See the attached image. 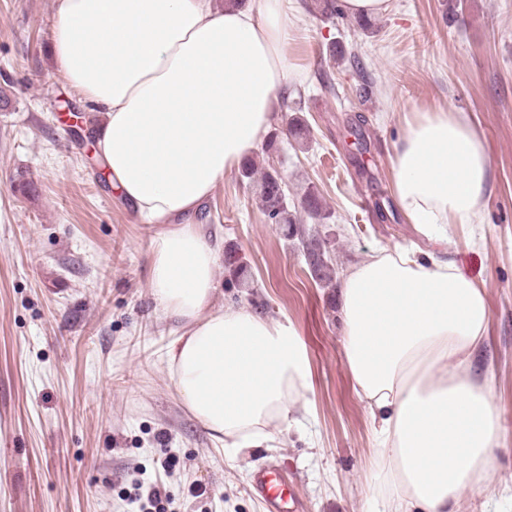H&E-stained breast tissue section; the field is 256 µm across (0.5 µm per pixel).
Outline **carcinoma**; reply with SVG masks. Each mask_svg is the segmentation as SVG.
Returning a JSON list of instances; mask_svg holds the SVG:
<instances>
[{"label": "carcinoma", "instance_id": "obj_1", "mask_svg": "<svg viewBox=\"0 0 512 512\" xmlns=\"http://www.w3.org/2000/svg\"><path fill=\"white\" fill-rule=\"evenodd\" d=\"M240 174L253 185L256 199L267 223L279 226L285 237L298 235L295 216L288 206L286 184L278 174L264 172L257 174V167L252 159L241 164ZM300 243L304 253L311 261L313 277L320 281L327 279V256L329 240L317 231L301 235Z\"/></svg>", "mask_w": 512, "mask_h": 512}]
</instances>
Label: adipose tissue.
I'll list each match as a JSON object with an SVG mask.
<instances>
[{
  "label": "adipose tissue",
  "mask_w": 512,
  "mask_h": 512,
  "mask_svg": "<svg viewBox=\"0 0 512 512\" xmlns=\"http://www.w3.org/2000/svg\"><path fill=\"white\" fill-rule=\"evenodd\" d=\"M288 0H57L52 52L89 106L114 191L153 224L154 299L182 324L165 363L193 417L237 452L289 428L309 362L283 324L243 307L212 309L219 249L201 202L263 140L300 73L286 57ZM413 224H471L490 160L464 113L415 112L392 159ZM345 358L379 422L384 512H460L495 461L488 382L471 359L487 331L485 293L453 265L381 253L343 281Z\"/></svg>",
  "instance_id": "1"
}]
</instances>
